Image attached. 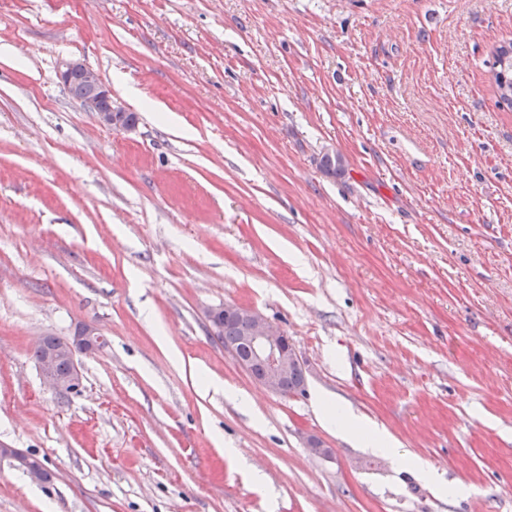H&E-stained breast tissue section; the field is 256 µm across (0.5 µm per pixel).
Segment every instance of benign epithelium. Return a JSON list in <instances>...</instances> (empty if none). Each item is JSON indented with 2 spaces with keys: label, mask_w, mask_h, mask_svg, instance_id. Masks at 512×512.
I'll use <instances>...</instances> for the list:
<instances>
[{
  "label": "benign epithelium",
  "mask_w": 512,
  "mask_h": 512,
  "mask_svg": "<svg viewBox=\"0 0 512 512\" xmlns=\"http://www.w3.org/2000/svg\"><path fill=\"white\" fill-rule=\"evenodd\" d=\"M75 75L80 76L82 82L91 89V93L80 98V101L88 111L95 114L100 125L122 133H131L135 130V125L124 123L127 110L114 102L111 91L96 71L78 60H67L61 64L58 76L63 85H68ZM221 313L227 318L240 317L246 320L242 343L247 347L249 356H242L237 346L229 343L224 345V349L231 354L240 368L248 372L251 371L253 363H261L264 370L254 377V380L272 393L281 392V382L288 373V369L299 363L287 333L255 309L226 303L206 312L209 328L214 334L217 333L216 327L219 326ZM105 343V336L96 327L91 325L80 327L63 348V352L69 354L72 361L70 373L66 376L58 375L56 366L60 352L48 351L39 362L43 381L60 394L77 391L82 381L78 356L93 354ZM31 460L32 456L26 450L0 446L1 464L10 467L25 466L28 468L27 476L33 482L39 483L41 482L40 469L29 466Z\"/></svg>",
  "instance_id": "benign-epithelium-1"
}]
</instances>
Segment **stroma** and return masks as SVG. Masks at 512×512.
Here are the masks:
<instances>
[{
  "label": "stroma",
  "instance_id": "stroma-1",
  "mask_svg": "<svg viewBox=\"0 0 512 512\" xmlns=\"http://www.w3.org/2000/svg\"><path fill=\"white\" fill-rule=\"evenodd\" d=\"M510 40L512 0H0V443L54 474L0 469V512H512ZM227 303L302 390L209 335ZM85 324L108 344L58 394L36 343ZM493 80L499 103L512 109V42L500 45L493 52ZM74 75H79L82 82L92 90L89 95L79 100L89 112L95 114L100 125L122 133H131L135 130L136 125L133 124L138 120L136 113L128 112L114 102L111 91L96 71L78 60L64 61L58 70L60 82L66 86ZM104 103L108 106L106 107ZM126 114L127 120L133 124L124 123ZM222 311L227 318L222 317L221 328L216 337L222 343H227L224 349L231 354L240 368L251 374L252 364L261 363L264 370L259 364H255L252 366V373L259 376H252L257 383L272 393H281V382L287 373L282 383L283 394L303 388L305 381L303 368L298 364L300 362L297 353L283 329L255 309L227 303L206 312L209 328L213 334L217 333L218 315ZM228 317L245 319V332L244 323L240 319ZM241 336L243 345L249 351L248 357H243L235 344ZM293 364L296 365L288 370ZM328 419L336 424V430L342 436L361 447H371L373 451L381 454L386 453L393 447V440L390 434L384 431L378 434L370 433L366 424L352 415L343 406H336V410L330 414Z\"/></svg>",
  "mask_w": 512,
  "mask_h": 512
}]
</instances>
